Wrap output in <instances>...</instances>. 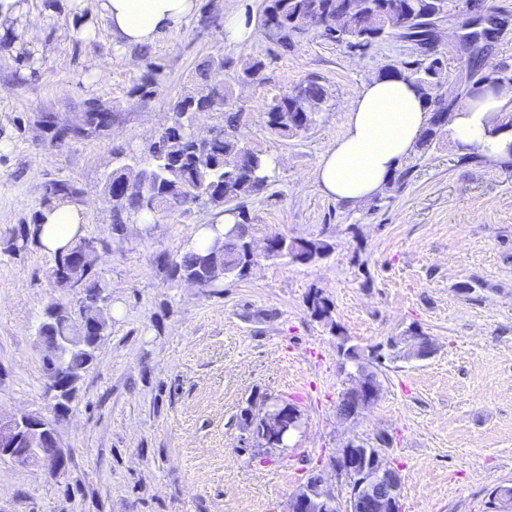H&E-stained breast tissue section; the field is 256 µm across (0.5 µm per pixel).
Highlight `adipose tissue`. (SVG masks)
Returning a JSON list of instances; mask_svg holds the SVG:
<instances>
[{"label": "adipose tissue", "mask_w": 512, "mask_h": 512, "mask_svg": "<svg viewBox=\"0 0 512 512\" xmlns=\"http://www.w3.org/2000/svg\"><path fill=\"white\" fill-rule=\"evenodd\" d=\"M113 39L124 47L153 44L179 20L195 14L198 0H100ZM512 96L490 93L466 101L455 112L450 136L461 152L478 151L491 164L512 152V129L488 135L494 119ZM430 114L411 82L404 77L364 81L345 115V128L311 173L329 198L352 207L380 193L398 164L413 152ZM82 207L63 204L45 213L39 231L41 248L50 254L65 250L84 232Z\"/></svg>", "instance_id": "ef3b65f1"}]
</instances>
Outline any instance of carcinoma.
<instances>
[{"label":"carcinoma","mask_w":512,"mask_h":512,"mask_svg":"<svg viewBox=\"0 0 512 512\" xmlns=\"http://www.w3.org/2000/svg\"><path fill=\"white\" fill-rule=\"evenodd\" d=\"M453 0H267L261 26L264 35L288 47L306 39L312 29L302 20L322 16L336 20L348 18L349 26L335 33L332 27L321 29L328 39L349 48L374 44L388 37L411 38L421 45L432 36L436 21L448 15ZM400 14L407 27L392 31L389 17ZM469 66L476 77L465 89V99H475L487 90L498 89L497 80L512 79V69L499 68L488 75L481 68L479 57H469ZM224 69V57L206 60L193 77L194 88L172 101L170 109L182 118L168 126L159 141L149 145L155 166L135 191L127 185L130 158L122 150L113 152L115 163L107 176L103 193L110 205L112 233L119 235L129 224L149 225L153 211L164 208L169 213L185 212L188 201L198 206L219 209L236 203L240 220L214 230L211 240L200 249H184L169 259L161 257L172 281L196 279L205 288H217L226 280L242 279L260 258L283 260L289 264L309 266L328 259L334 243L325 238H293L282 234L258 240L253 231L244 200L259 195L269 187L275 173L266 169L269 155L248 147L238 137L242 113L230 102L232 92L212 83V76ZM404 76L415 85L423 99L430 121L423 131L415 153L423 158L441 134L448 130V118L457 111L448 91V71L440 53L435 50L416 55L402 67L389 66L380 76ZM328 93L316 79L305 80L265 107L264 122L271 134L288 139L308 131L323 111ZM224 112V135L200 143L193 119L200 112ZM82 136L98 135V129L111 120V112L102 105H93L80 115ZM80 190L68 180L54 182L35 212L30 226L23 229L22 240L37 238L44 211L58 203L75 204ZM112 252V242L102 241L96 249L88 248V237H79L69 248L54 256L49 277L53 287L78 294V309L73 320H54L42 324L38 334L52 336L61 346L60 360L66 363L78 380L93 361L95 351L88 337L93 330L109 329V316L102 305V286L98 269L105 255ZM311 317L331 332L337 331L334 306L321 290L315 288L306 297ZM243 430L256 434L262 448L285 447L263 429V412L248 407L242 411Z\"/></svg>","instance_id":"1"}]
</instances>
